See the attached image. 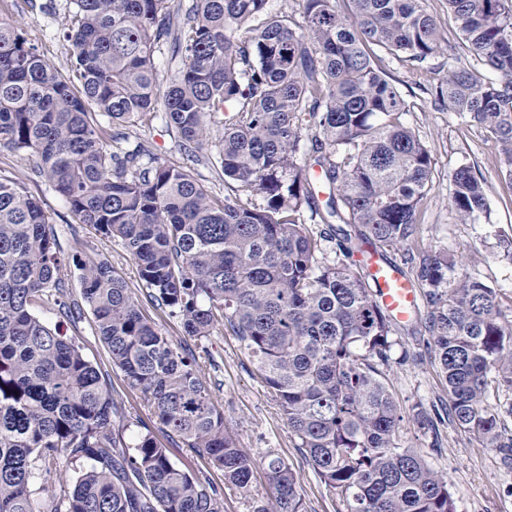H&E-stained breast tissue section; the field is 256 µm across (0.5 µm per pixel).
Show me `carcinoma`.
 I'll return each mask as SVG.
<instances>
[{"instance_id": "obj_1", "label": "carcinoma", "mask_w": 512, "mask_h": 512, "mask_svg": "<svg viewBox=\"0 0 512 512\" xmlns=\"http://www.w3.org/2000/svg\"><path fill=\"white\" fill-rule=\"evenodd\" d=\"M296 2L298 14L273 16L270 0H71L67 77L0 17V149L35 157L78 222L120 242L146 299L184 335L202 341L221 326L243 344L346 512H457L447 480L405 444L404 411L378 369L397 322L348 262L354 237L381 256L405 249L449 423L511 458L512 402L501 396L512 393V315L456 255L417 248L433 159L374 60L376 46L422 69L441 49L438 25L423 0H347L345 13L338 0ZM447 5L455 41L438 100L486 131L512 184V0ZM159 54L173 72L164 89ZM159 113L194 165L219 127L224 196L130 141V128ZM311 163L329 186L323 205ZM451 182L457 221L489 217L471 166ZM334 219L354 236L331 259L312 225ZM72 259L78 302L59 277L51 217L20 183L0 181V512H224L217 486L174 461L150 428L130 443L114 436L102 373L34 312L49 301L63 316L89 310L128 386L252 512H306L292 466L272 451L256 462L224 429L204 381L208 350L177 351L109 261ZM63 456L81 461L71 491L35 497L33 486L63 481ZM259 464L267 500L252 494Z\"/></svg>"}]
</instances>
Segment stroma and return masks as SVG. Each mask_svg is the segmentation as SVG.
Listing matches in <instances>:
<instances>
[{
	"mask_svg": "<svg viewBox=\"0 0 512 512\" xmlns=\"http://www.w3.org/2000/svg\"><path fill=\"white\" fill-rule=\"evenodd\" d=\"M56 12L25 14L21 24L26 37L61 73L70 68L71 48L59 34L69 0H54ZM377 63L408 103L406 123L429 147L434 159V187L420 214L422 247L464 256L468 272L497 288L504 310L512 309V262L499 258V242L512 239V183L498 172L495 147L484 130L469 125L458 114L443 109L435 100V89L448 69L446 54L431 57L421 71L409 62L377 51ZM471 165L486 184L490 220L481 224L457 223L449 200L450 173L460 164ZM34 161L22 153L0 151V178L21 182L26 191L48 211L60 231L59 244L65 255L75 252L106 256L130 288L140 289L137 268L118 243L106 242L88 225L78 223L66 202L33 171ZM37 314L77 338L85 357L103 374L118 406L112 430L131 439L142 425H149L157 440L170 449L174 460L186 464L200 479L223 487L224 477L208 459L174 442L161 429L143 394L127 386L115 368L108 350L91 333V314L62 317L56 307L42 304ZM391 359L383 373L405 411L422 406L427 411L448 405V395L437 372L434 357L426 348V337L410 325L394 336ZM208 350L216 361L205 377L215 403L224 410V427L240 448L254 459L277 452L296 470L308 512H345L342 503L321 483L316 471L297 448L280 406L262 383L255 363L235 336L214 331ZM404 436L426 461L448 481L457 512H512V460L492 448H483L446 423L435 432H419L413 420L404 423Z\"/></svg>",
	"mask_w": 512,
	"mask_h": 512,
	"instance_id": "obj_1",
	"label": "stroma"
}]
</instances>
